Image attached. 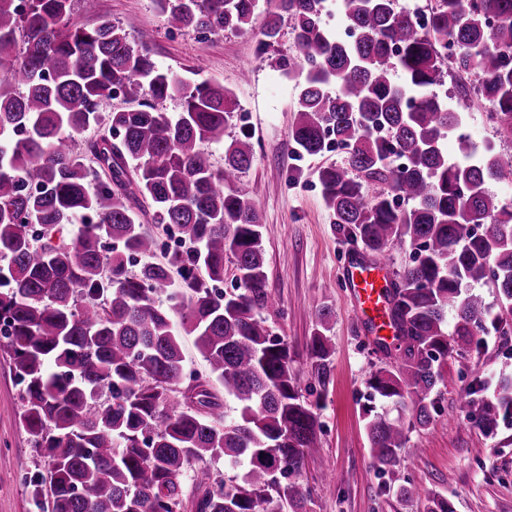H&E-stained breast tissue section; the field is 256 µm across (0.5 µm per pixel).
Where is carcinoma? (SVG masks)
Here are the masks:
<instances>
[{
	"label": "carcinoma",
	"mask_w": 512,
	"mask_h": 512,
	"mask_svg": "<svg viewBox=\"0 0 512 512\" xmlns=\"http://www.w3.org/2000/svg\"><path fill=\"white\" fill-rule=\"evenodd\" d=\"M77 2L96 9V0H0V258L10 284L0 337L24 384L20 424L47 462L33 485L46 487V512H183L188 469L222 459L243 472L197 480L195 512H306V494L283 478L316 451L321 405L303 397L288 344L262 317L263 225L240 187L251 136L224 147L221 167L203 149L224 142L237 100L160 67L146 41L107 17L72 25ZM155 2L171 29L217 33L247 30L259 0ZM324 2L279 0L262 35L271 44L281 13L293 20L307 71L291 139L308 155L331 137L344 151L318 172L339 232L368 255L414 248L387 294L393 362L369 374L362 408L384 472L409 433L432 423L442 363L512 327V200L487 188L512 178V152L469 145L450 162L443 147L474 96L512 142V0H434L423 28L395 0H341L346 41L323 25ZM447 76L459 87L452 99L435 93ZM116 93L130 107L104 111ZM172 98L174 116L164 108ZM101 125L108 134L77 151L72 133ZM88 156L110 180L95 178ZM142 203L180 241L160 262L156 238L135 221ZM75 217L82 227L69 242L35 244L33 227L48 238ZM132 255L142 259L135 274ZM226 261L231 292L215 287ZM487 283L494 308L471 291ZM331 317L319 310L307 344L324 385ZM183 332L203 375L186 373ZM102 386L112 390L105 402ZM484 390L476 380L469 406L492 432L512 418V379Z\"/></svg>",
	"instance_id": "carcinoma-1"
}]
</instances>
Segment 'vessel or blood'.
Here are the masks:
<instances>
[{
  "label": "vessel or blood",
  "mask_w": 512,
  "mask_h": 512,
  "mask_svg": "<svg viewBox=\"0 0 512 512\" xmlns=\"http://www.w3.org/2000/svg\"><path fill=\"white\" fill-rule=\"evenodd\" d=\"M341 278L358 303L362 321L372 333L388 328L386 294L392 280L385 257H353L341 269Z\"/></svg>",
  "instance_id": "vessel-or-blood-1"
}]
</instances>
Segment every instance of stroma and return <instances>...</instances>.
<instances>
[{"label":"stroma","instance_id":"stroma-1","mask_svg":"<svg viewBox=\"0 0 512 512\" xmlns=\"http://www.w3.org/2000/svg\"><path fill=\"white\" fill-rule=\"evenodd\" d=\"M107 16L134 37L145 38L159 66L224 85L239 103L224 131L225 141L248 131L255 157L241 178L263 224L266 272L274 308L265 316L273 333L293 355L301 394L320 401V448L305 459L295 481L310 490L306 512H424L425 496L447 498L453 512H512V420L500 422L496 436L485 435L467 406L475 379L495 384L512 375V333L488 336L480 350L449 357L441 368L439 410L428 428L409 434L400 462L390 471L373 465L360 406L369 373L386 356L357 318L355 302L341 288L340 269L351 245L326 209L318 171L340 163L343 151L294 153L290 134L296 114L301 68L283 61L294 54L292 21L282 18L276 43H263L262 20L251 30L219 32L200 41L190 29L169 30L154 0H98L96 13L74 10L71 21L93 26ZM468 134L478 147L510 149L473 103L463 132L444 141L448 158L462 159ZM333 311L335 351L331 381L320 385L306 345L321 307ZM21 387L7 354L0 351V512H39L24 479L47 465L30 447L16 409Z\"/></svg>","mask_w":512,"mask_h":512}]
</instances>
